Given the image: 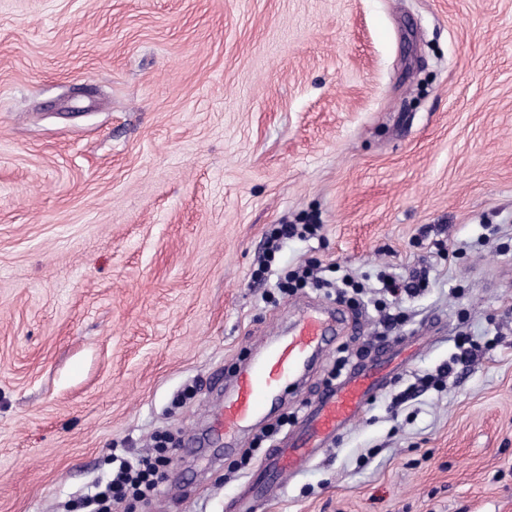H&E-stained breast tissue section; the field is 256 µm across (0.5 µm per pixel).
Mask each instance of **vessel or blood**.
Instances as JSON below:
<instances>
[{
	"instance_id": "b4317fda",
	"label": "vessel or blood",
	"mask_w": 512,
	"mask_h": 512,
	"mask_svg": "<svg viewBox=\"0 0 512 512\" xmlns=\"http://www.w3.org/2000/svg\"><path fill=\"white\" fill-rule=\"evenodd\" d=\"M351 324V318L341 312L331 323L317 315L307 316L292 334L277 338L263 353L238 367L229 380L230 393L216 415V425L224 433L225 452H232L234 438L246 424L267 415L287 388L300 386L333 328L346 330ZM403 344L402 337H395L371 363L352 368L307 406L298 432L281 447L268 450L260 472L251 480V497L241 512H255L275 488L359 422L373 396L398 373L395 357Z\"/></svg>"
}]
</instances>
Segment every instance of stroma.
I'll return each instance as SVG.
<instances>
[{
    "label": "stroma",
    "mask_w": 512,
    "mask_h": 512,
    "mask_svg": "<svg viewBox=\"0 0 512 512\" xmlns=\"http://www.w3.org/2000/svg\"><path fill=\"white\" fill-rule=\"evenodd\" d=\"M427 274L415 349L259 512H512V0H0V512H75L113 457L174 449L148 502L234 512L265 452L377 355L361 303L225 454L224 384L323 288ZM471 337L474 363L401 406ZM249 466L237 470L241 459ZM320 227L321 224H280L268 239L266 251L260 257L259 268L262 269L263 273L271 269L282 239L294 236L313 238L318 235ZM317 267L310 263L300 265L296 269L290 271L286 277L285 283H279L281 290L292 292L296 288H305L308 284H312L317 288H336V300L340 302H347L349 304H356V298L348 296L349 290L353 295L365 294V287L349 274L345 273L341 278V284L344 287L335 285V283L328 280H323L318 275ZM287 287V288H286Z\"/></svg>",
    "instance_id": "1"
}]
</instances>
